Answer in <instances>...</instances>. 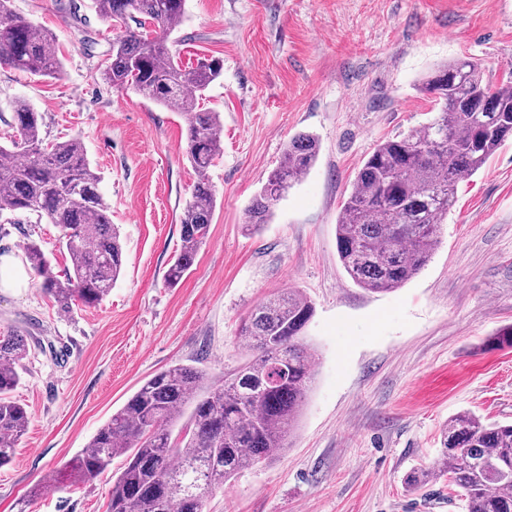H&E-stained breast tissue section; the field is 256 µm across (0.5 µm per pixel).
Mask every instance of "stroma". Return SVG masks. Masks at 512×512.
Masks as SVG:
<instances>
[{
    "mask_svg": "<svg viewBox=\"0 0 512 512\" xmlns=\"http://www.w3.org/2000/svg\"><path fill=\"white\" fill-rule=\"evenodd\" d=\"M11 7L54 35L62 73L0 65V143L19 99L41 112L45 140L79 137L125 263L99 305L67 313L37 277L0 288V336L30 348L12 393L30 420L0 467V512H107L124 458L86 484L62 478L66 462L151 374L182 363L216 381L237 367L242 319L291 290L315 307L306 341L316 375L298 429L216 491L207 512H464L447 478L415 488L407 477L437 460L455 415L512 422V349L485 344L512 325V140L458 183L430 262L395 291L352 282L336 221L374 146L438 112L419 89L431 69L470 57L492 83L512 72V0H187L173 36L183 62L224 61L202 100L221 115L223 149L208 172V239L175 287L164 278L196 180L183 116L102 80L112 30L94 0ZM301 132L317 138L316 162L269 224L248 231L246 206ZM29 240L68 265L55 225L0 211V255L23 262ZM51 473L58 487L29 498Z\"/></svg>",
    "mask_w": 512,
    "mask_h": 512,
    "instance_id": "obj_1",
    "label": "stroma"
}]
</instances>
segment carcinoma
<instances>
[{"instance_id":"obj_1","label":"carcinoma","mask_w":512,"mask_h":512,"mask_svg":"<svg viewBox=\"0 0 512 512\" xmlns=\"http://www.w3.org/2000/svg\"><path fill=\"white\" fill-rule=\"evenodd\" d=\"M109 23L110 62L103 79L116 90L180 111L185 154L197 172L180 218V251L166 272L175 286L206 242L216 192L207 172L222 150L220 113L199 107L224 62L199 58L185 65L169 41L186 0H95ZM0 64L55 76L61 62L47 30L0 0ZM422 90L441 104L426 125L376 145L358 171L336 223L339 260L359 287L384 293L401 287L427 264L440 243L459 181L479 171L512 139V77L498 85L481 65L458 58L435 67ZM10 146L0 145V211L34 213L58 227L69 265L55 270L40 246L23 245L42 291L68 312L92 307L112 290L124 266L120 232L100 192L82 141L47 142L42 116L25 102L13 106ZM319 143L308 133L286 144L246 207V226L258 232L273 208L316 161ZM297 291L256 305L240 327L247 358L214 383L197 367L172 364L148 377L112 413L86 448L65 465L71 483H89L115 457H126L112 480L108 512H206L208 497L242 470L288 446L315 378L316 355L306 345L314 316ZM512 349V326L488 338ZM29 349L18 334L0 338V466L12 461L29 423L12 400ZM438 462L464 496L466 512H512V424L488 423L463 412L441 436Z\"/></svg>"}]
</instances>
